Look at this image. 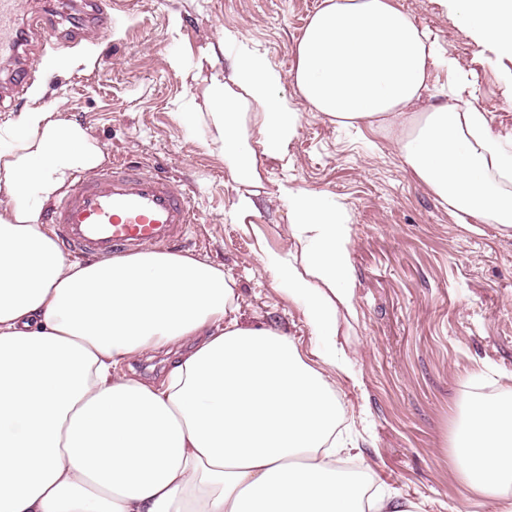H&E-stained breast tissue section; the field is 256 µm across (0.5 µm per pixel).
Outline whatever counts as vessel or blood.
Wrapping results in <instances>:
<instances>
[{
	"label": "vessel or blood",
	"instance_id": "b4317fda",
	"mask_svg": "<svg viewBox=\"0 0 512 512\" xmlns=\"http://www.w3.org/2000/svg\"><path fill=\"white\" fill-rule=\"evenodd\" d=\"M23 11L24 0H0V57L18 59L11 84L20 90L36 71L21 51L25 38L18 20ZM111 26L112 16L102 0H89L76 35L99 36ZM195 221L184 190L126 163L90 175L75 174L47 215L63 252L84 258L130 254L145 246L167 248L184 239Z\"/></svg>",
	"mask_w": 512,
	"mask_h": 512
}]
</instances>
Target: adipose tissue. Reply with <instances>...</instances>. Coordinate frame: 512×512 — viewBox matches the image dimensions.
<instances>
[{"label": "adipose tissue", "mask_w": 512, "mask_h": 512, "mask_svg": "<svg viewBox=\"0 0 512 512\" xmlns=\"http://www.w3.org/2000/svg\"><path fill=\"white\" fill-rule=\"evenodd\" d=\"M457 3L512 53V0ZM442 59L396 0H322L290 77L312 111L389 139L459 219L512 227V151L487 115L455 81L417 107ZM284 79L241 48L206 86L204 143L245 187L235 219L256 209L259 157L291 159L301 114ZM104 159L39 102L0 124V512H413L372 493L370 469L345 470L336 434L344 408L324 370L356 377L337 341L339 312H357L348 205L282 182L299 250L258 247L311 331V364L283 329L239 323L233 283L208 259L146 248L68 260L44 209ZM163 348L175 358L160 380L123 372ZM453 452L467 488L512 512V391L470 402Z\"/></svg>", "instance_id": "adipose-tissue-1"}]
</instances>
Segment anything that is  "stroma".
Returning <instances> with one entry per match:
<instances>
[{
  "label": "stroma",
  "mask_w": 512,
  "mask_h": 512,
  "mask_svg": "<svg viewBox=\"0 0 512 512\" xmlns=\"http://www.w3.org/2000/svg\"><path fill=\"white\" fill-rule=\"evenodd\" d=\"M320 0H125L102 38L69 43L81 0H57L55 34L32 44L34 58L59 56L52 79L16 94L11 68L0 61V104L21 112L33 92L77 121L107 160L135 163L188 186L200 222L180 251L220 265L239 294L243 324H270L291 335L303 356L313 338L300 310L288 303L256 252L295 246L278 185H296L343 200L353 215L351 258L357 315L340 316L339 342L358 374L329 376L350 432L382 490L420 505L453 512L468 491L450 444L476 392L495 399L512 391V227L458 223L417 181L391 143L331 123L299 105L293 162L261 158L255 214L232 222L236 195L223 156L199 140L212 127L205 84L194 80L202 52L216 47L211 70L228 72L238 48L225 31L240 32L281 73H289L308 17ZM428 28L451 67L433 70L424 105L437 102L454 70L467 74L475 105L502 142L512 143V55L474 33L455 0H397ZM183 67L175 69L173 58ZM194 101L189 130L181 112Z\"/></svg>",
  "instance_id": "35a3bbf8"
}]
</instances>
